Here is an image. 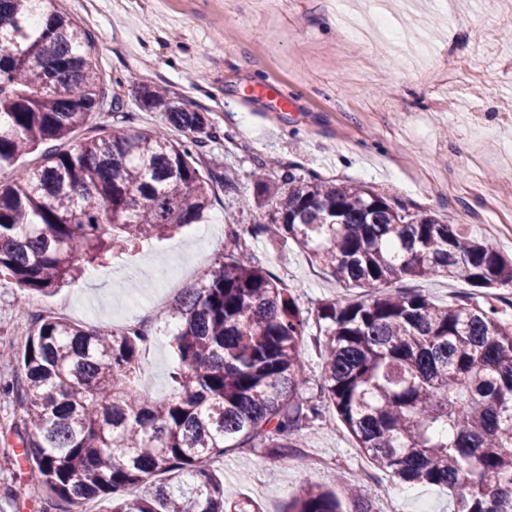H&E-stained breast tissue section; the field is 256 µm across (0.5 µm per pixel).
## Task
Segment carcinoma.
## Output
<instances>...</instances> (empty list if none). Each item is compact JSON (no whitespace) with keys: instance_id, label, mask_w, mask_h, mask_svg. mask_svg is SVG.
I'll return each mask as SVG.
<instances>
[{"instance_id":"cac0c4a2","label":"carcinoma","mask_w":512,"mask_h":512,"mask_svg":"<svg viewBox=\"0 0 512 512\" xmlns=\"http://www.w3.org/2000/svg\"><path fill=\"white\" fill-rule=\"evenodd\" d=\"M85 30L57 0H0V170L43 149L42 164L0 186V276L48 296L128 254L146 238L197 223L215 188L238 191L196 157L221 138L209 113L164 89L140 105L181 132L110 124L68 151L95 112H115L93 69ZM245 203L270 206L254 234L293 240L337 281L378 289L407 277L446 276L512 288V259L427 213H411L364 185L290 165L258 164ZM308 314L300 296L255 257L233 251L160 316L172 327L174 391L136 387L146 342L137 328L102 333L36 320L19 372L4 390L25 406L24 455L53 512L112 494V512H259L224 497L211 465L234 448L298 457L296 434L322 405L304 396ZM323 336L320 395L357 448L406 483L441 485L455 512H512V320L469 296L451 306L397 288L317 309ZM372 491L352 512H373ZM287 512H343L337 494L310 483Z\"/></svg>"}]
</instances>
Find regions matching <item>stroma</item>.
Here are the masks:
<instances>
[{
  "mask_svg": "<svg viewBox=\"0 0 512 512\" xmlns=\"http://www.w3.org/2000/svg\"><path fill=\"white\" fill-rule=\"evenodd\" d=\"M360 1L366 14H386L402 28L405 51L362 46L341 19L353 0H89L80 10L72 0H57L88 32L90 60L105 88L123 81L127 126L159 125L158 113L142 108L133 89L165 87L222 128L202 164L223 166L239 190L217 193L201 224L144 241L127 265L87 269L53 295H29L0 277V346L22 349L30 316L41 308L111 330L115 317L129 315L130 297L119 284L135 281L134 296L147 297L156 288L151 268L195 256L192 270L167 288L170 303L234 248L255 254L308 310L346 293L362 295L293 241L251 236L250 227L266 217L242 198L252 193L264 161L377 188L409 211L430 212L512 257V211L498 203L503 171L512 164V37L504 33L512 0H456L451 15L431 11L420 27L404 24L405 0ZM263 82L287 93L288 106L255 93ZM228 223L237 226V241L226 238ZM400 286L440 304L474 292L447 277ZM149 325L159 338L142 356L140 380L154 382L153 394L161 397L171 391V338L157 320ZM17 373L15 360L0 359V512H46L48 498L34 489L23 457V409L2 389ZM335 417L327 407L303 423L301 456L288 471L256 448L225 455L217 465L225 492L253 500L261 512H284L307 483L341 493L358 478L375 489L377 502L399 496L401 512H454L446 488L404 484L376 469Z\"/></svg>",
  "mask_w": 512,
  "mask_h": 512,
  "instance_id": "35a3bbf8",
  "label": "stroma"
}]
</instances>
